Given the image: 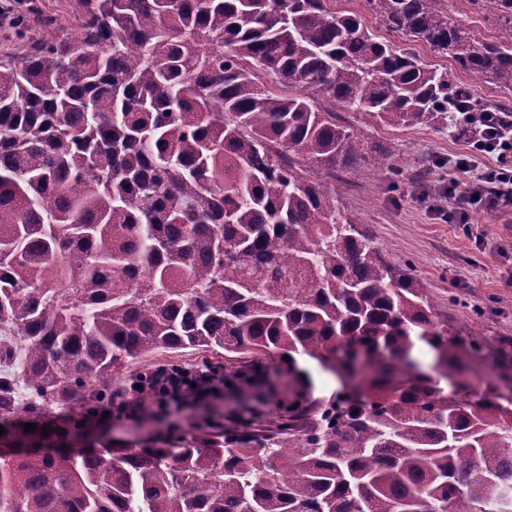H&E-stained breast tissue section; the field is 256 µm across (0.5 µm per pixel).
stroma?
Instances as JSON below:
<instances>
[{"label": "stroma", "instance_id": "stroma-1", "mask_svg": "<svg viewBox=\"0 0 512 512\" xmlns=\"http://www.w3.org/2000/svg\"><path fill=\"white\" fill-rule=\"evenodd\" d=\"M336 117L356 131L357 149L365 152L378 142L403 164L398 176L370 164L339 175L335 188L340 213L362 219L374 247L390 264L411 266L452 330L479 331L495 347L512 343V212L477 213L468 225L451 224L435 212L447 206V199L424 195L425 186L456 178L448 159L465 150V138L438 125L389 127L342 111ZM207 358L192 348L150 354L118 370L112 389L123 391L130 372L153 363L193 366ZM291 387L287 376L272 372L254 386L222 389L186 411L172 431L191 437L198 434L203 417L225 420L245 406L271 415Z\"/></svg>", "mask_w": 512, "mask_h": 512}]
</instances>
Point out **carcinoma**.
<instances>
[{
  "instance_id": "cac0c4a2",
  "label": "carcinoma",
  "mask_w": 512,
  "mask_h": 512,
  "mask_svg": "<svg viewBox=\"0 0 512 512\" xmlns=\"http://www.w3.org/2000/svg\"><path fill=\"white\" fill-rule=\"evenodd\" d=\"M70 3L66 37L0 57V442L56 449L0 456V512H512V348L449 331L334 188L365 160L336 109L435 126L472 98L416 46L512 91V0H469L493 40L442 0H366L394 41L325 0ZM187 347L224 363L185 372L294 390L189 441L44 430ZM299 355L336 396L308 399ZM211 356L197 349L187 348L179 350H165L158 353L144 356L129 362L118 370L112 378V392H122L124 390V380L130 372L142 370L153 363H178L183 366H194Z\"/></svg>"
}]
</instances>
